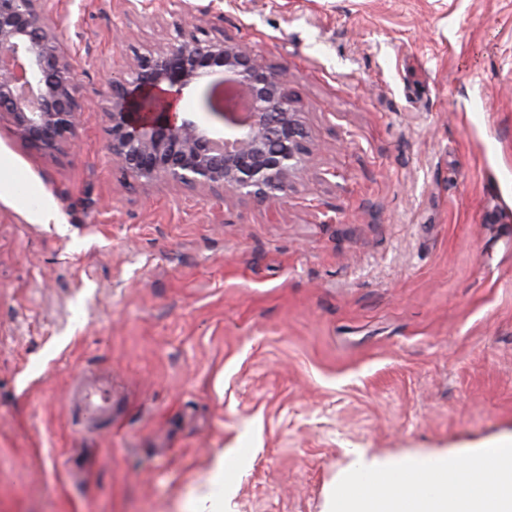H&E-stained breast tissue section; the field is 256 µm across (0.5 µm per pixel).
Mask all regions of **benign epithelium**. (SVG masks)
Masks as SVG:
<instances>
[{
    "instance_id": "benign-epithelium-1",
    "label": "benign epithelium",
    "mask_w": 512,
    "mask_h": 512,
    "mask_svg": "<svg viewBox=\"0 0 512 512\" xmlns=\"http://www.w3.org/2000/svg\"><path fill=\"white\" fill-rule=\"evenodd\" d=\"M41 0H0V112L20 138L48 155L60 154L77 127L79 88L53 31L40 24ZM135 77L108 81L112 158L138 180L158 179L258 202L278 198L306 163V131L288 92L286 72L246 46L181 37L166 49L138 57ZM245 88L250 112L213 93L206 109L224 119L232 151L191 116L151 98H173L214 71Z\"/></svg>"
}]
</instances>
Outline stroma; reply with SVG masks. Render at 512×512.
Returning a JSON list of instances; mask_svg holds the SVG:
<instances>
[{
	"mask_svg": "<svg viewBox=\"0 0 512 512\" xmlns=\"http://www.w3.org/2000/svg\"><path fill=\"white\" fill-rule=\"evenodd\" d=\"M41 21L81 112L56 158L0 113V512H325L357 461L512 438V0ZM179 34L287 70L311 154L284 201L113 161L106 79ZM83 373L111 426H75ZM69 399L84 422H112V383L101 382L85 374L78 375L70 385Z\"/></svg>",
	"mask_w": 512,
	"mask_h": 512,
	"instance_id": "35a3bbf8",
	"label": "stroma"
}]
</instances>
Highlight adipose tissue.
Here are the masks:
<instances>
[{"instance_id":"adipose-tissue-1","label":"adipose tissue","mask_w":512,"mask_h":512,"mask_svg":"<svg viewBox=\"0 0 512 512\" xmlns=\"http://www.w3.org/2000/svg\"><path fill=\"white\" fill-rule=\"evenodd\" d=\"M327 512H512V442L448 455L352 465Z\"/></svg>"}]
</instances>
